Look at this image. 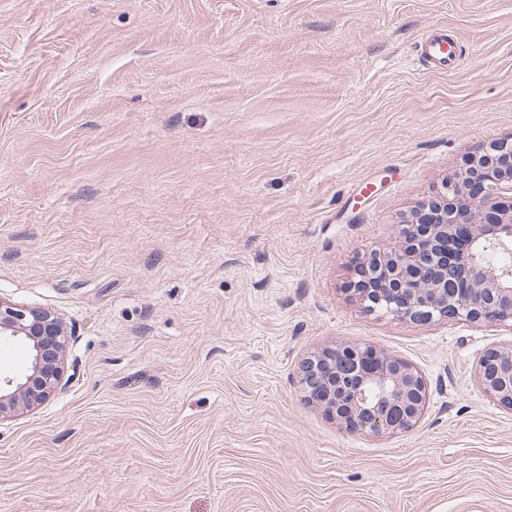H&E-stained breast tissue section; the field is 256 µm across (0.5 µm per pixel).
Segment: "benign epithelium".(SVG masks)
I'll return each mask as SVG.
<instances>
[{
  "label": "benign epithelium",
  "instance_id": "obj_1",
  "mask_svg": "<svg viewBox=\"0 0 512 512\" xmlns=\"http://www.w3.org/2000/svg\"><path fill=\"white\" fill-rule=\"evenodd\" d=\"M502 252L494 263L486 254ZM354 283L359 300L400 320H462L512 331V140L466 157L402 225L397 247L371 257ZM0 336L21 341L29 363L0 379V420L42 404L64 372L67 331L53 312L0 300ZM482 390L512 410V345L486 351ZM307 401L351 433L414 429L424 412L422 376L400 358L336 343L307 357Z\"/></svg>",
  "mask_w": 512,
  "mask_h": 512
}]
</instances>
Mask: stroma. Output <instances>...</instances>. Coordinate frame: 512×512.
I'll use <instances>...</instances> for the list:
<instances>
[{
	"label": "stroma",
	"mask_w": 512,
	"mask_h": 512,
	"mask_svg": "<svg viewBox=\"0 0 512 512\" xmlns=\"http://www.w3.org/2000/svg\"><path fill=\"white\" fill-rule=\"evenodd\" d=\"M511 137L512 0H0V299L70 332L62 388L0 421V512H512L476 376L512 331L351 291ZM337 342L419 372L414 430L305 402ZM419 53L426 65L437 69H454L462 62L457 43L443 34L424 39L419 45Z\"/></svg>",
	"instance_id": "35a3bbf8"
}]
</instances>
